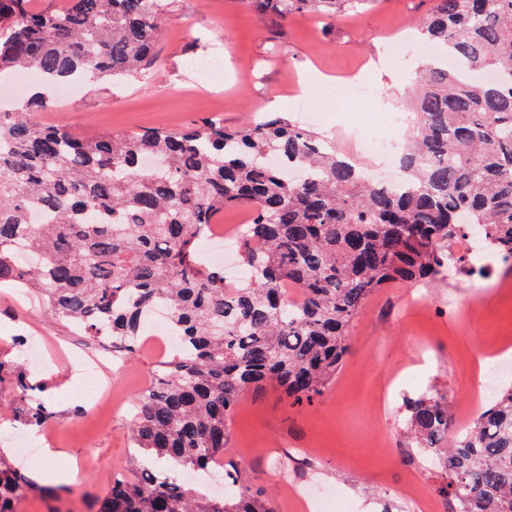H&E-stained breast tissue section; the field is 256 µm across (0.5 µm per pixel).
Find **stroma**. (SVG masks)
<instances>
[{
	"instance_id": "stroma-1",
	"label": "stroma",
	"mask_w": 512,
	"mask_h": 512,
	"mask_svg": "<svg viewBox=\"0 0 512 512\" xmlns=\"http://www.w3.org/2000/svg\"><path fill=\"white\" fill-rule=\"evenodd\" d=\"M431 7V0H379L372 9L333 20L304 13L280 21L258 19L238 0H178L162 18L149 73L128 76L118 87L77 86L33 118L80 136L187 129L212 119L235 129L262 120L269 104L279 101L282 115L294 121L301 110L316 113L312 129L328 141L357 130L383 137L393 113L385 102L409 112L412 98L398 90L412 88L414 79L408 59L391 58L386 45L414 31ZM215 54L223 55L224 66L209 80L189 69V61ZM312 66L329 81L312 98L297 100V83ZM360 78L375 98L348 96ZM474 282L454 271L430 285L395 284L372 293L351 326L350 354L313 403L294 406L271 390L245 394L230 422L227 456L241 464L246 481L265 488L282 512H292L277 473L290 452L304 448L307 460L293 471L296 486L315 481L335 488L326 512H381L386 505L404 512L398 492L414 477L434 492L436 476L406 446L403 403L442 387L451 409L468 408L472 396L463 381L474 358L512 336V295L480 294ZM16 336L41 343L51 360L31 376L50 384L43 397L57 414L48 426L55 448L92 465L65 491L26 495L19 512H95L112 473L128 471L138 455L130 410L135 396L153 384L159 356L144 348L124 366H102L99 375L111 383L112 399L97 409L91 399L73 395L82 380L72 361L93 343L4 286L0 352H9Z\"/></svg>"
}]
</instances>
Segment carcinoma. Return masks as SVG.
<instances>
[{"mask_svg":"<svg viewBox=\"0 0 512 512\" xmlns=\"http://www.w3.org/2000/svg\"><path fill=\"white\" fill-rule=\"evenodd\" d=\"M175 0H66L34 10L0 0V73L34 69L40 86L121 80L154 60ZM258 16L335 17L376 0H242ZM425 39L455 66L426 67L412 97L404 188L371 183L315 131L275 115L227 130L155 128L93 138L44 127L48 91L0 111V285L26 290L48 314L132 358L163 306L179 345L133 401L131 438L163 466L207 473L224 462L229 422L248 391L310 404L348 356L349 327L390 283L426 284L478 234L512 263V0H434ZM250 207L241 260L250 281L229 287L195 243L232 206ZM46 222L30 220L33 207ZM26 245L40 262L23 266ZM300 299L286 297V286ZM14 345L12 420L42 428L56 413ZM406 447L442 482L448 512H512V386L498 388L464 429L448 393L405 405ZM218 498L141 463L112 476L97 512H278L263 488L224 467ZM43 488L0 452V512Z\"/></svg>","mask_w":512,"mask_h":512,"instance_id":"obj_1","label":"carcinoma"}]
</instances>
